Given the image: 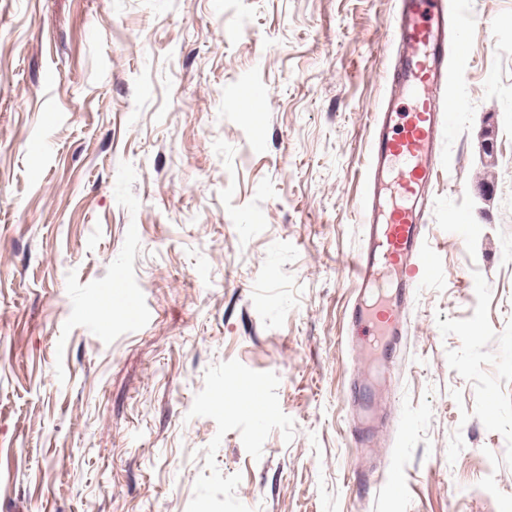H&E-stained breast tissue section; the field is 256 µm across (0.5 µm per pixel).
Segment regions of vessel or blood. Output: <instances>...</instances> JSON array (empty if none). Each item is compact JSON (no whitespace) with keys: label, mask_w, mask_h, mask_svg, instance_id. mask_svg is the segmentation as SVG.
<instances>
[{"label":"vessel or blood","mask_w":512,"mask_h":512,"mask_svg":"<svg viewBox=\"0 0 512 512\" xmlns=\"http://www.w3.org/2000/svg\"><path fill=\"white\" fill-rule=\"evenodd\" d=\"M395 25L398 50L388 80L413 106L402 112L391 103L374 115L360 209L362 245L351 263L361 296L352 308V327L366 330L387 351L404 339L405 313L421 279L433 271L424 246L430 213L424 190L443 137L454 132L453 109L440 93L463 80L448 66V42H463L469 16L459 0H400ZM377 395L368 379L352 384L354 447H372L378 435L372 418Z\"/></svg>","instance_id":"b4317fda"}]
</instances>
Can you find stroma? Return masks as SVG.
Wrapping results in <instances>:
<instances>
[{"mask_svg":"<svg viewBox=\"0 0 512 512\" xmlns=\"http://www.w3.org/2000/svg\"><path fill=\"white\" fill-rule=\"evenodd\" d=\"M461 2L395 494L346 313L396 0H0V512H512V0ZM378 395V388L366 377L357 379L352 383L351 404L358 408L352 415L351 439L355 448H370L378 436L377 425L372 413Z\"/></svg>","mask_w":512,"mask_h":512,"instance_id":"1","label":"stroma"}]
</instances>
